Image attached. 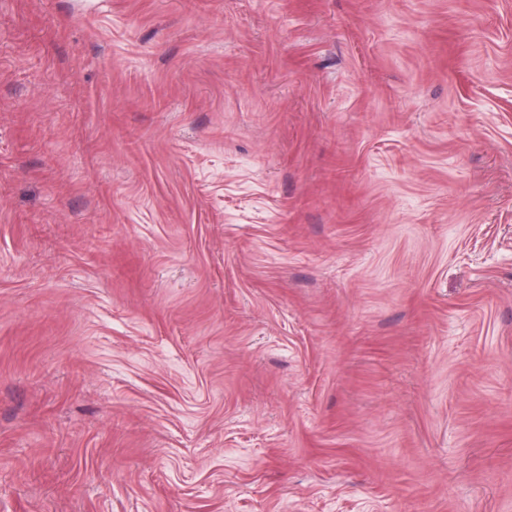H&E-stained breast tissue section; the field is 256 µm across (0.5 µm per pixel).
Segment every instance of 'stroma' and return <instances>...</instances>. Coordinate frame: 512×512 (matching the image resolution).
Segmentation results:
<instances>
[{"label": "stroma", "mask_w": 512, "mask_h": 512, "mask_svg": "<svg viewBox=\"0 0 512 512\" xmlns=\"http://www.w3.org/2000/svg\"><path fill=\"white\" fill-rule=\"evenodd\" d=\"M0 0V512H512V0Z\"/></svg>", "instance_id": "1"}]
</instances>
